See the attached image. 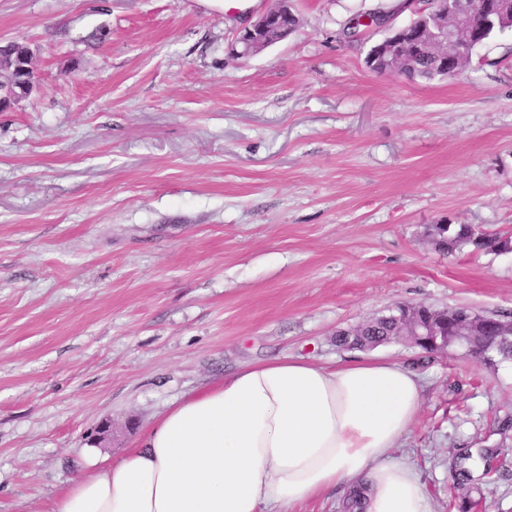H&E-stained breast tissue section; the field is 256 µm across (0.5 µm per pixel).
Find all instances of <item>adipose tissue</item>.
Masks as SVG:
<instances>
[{
    "mask_svg": "<svg viewBox=\"0 0 512 512\" xmlns=\"http://www.w3.org/2000/svg\"><path fill=\"white\" fill-rule=\"evenodd\" d=\"M420 376L385 359L251 364L175 403L117 462L87 454L51 512H291L357 480L365 512H429L388 458L415 423Z\"/></svg>",
    "mask_w": 512,
    "mask_h": 512,
    "instance_id": "ef3b65f1",
    "label": "adipose tissue"
}]
</instances>
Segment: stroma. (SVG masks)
Listing matches in <instances>:
<instances>
[{
  "mask_svg": "<svg viewBox=\"0 0 512 512\" xmlns=\"http://www.w3.org/2000/svg\"><path fill=\"white\" fill-rule=\"evenodd\" d=\"M275 3L0 0L38 76L0 112V512H49L82 449L118 460L186 394L287 355L415 370L391 457L459 512L470 449V512H512V363L335 344L396 303L512 313V252L428 235L512 234V30L410 79L366 64L398 0H291L295 31L231 55ZM378 10L388 28L345 35ZM443 224H435L433 227V236L435 244L441 249V240L444 235L448 233V253H453L457 250H460L464 247L471 246V238L468 234H465L461 231H450V229L442 226ZM473 245V244H472ZM443 251V250H442ZM444 252V251H443ZM470 458V454H460L459 459L461 460L457 464V468L454 473V484L453 489L456 493V498L459 499L460 505L459 507L464 509L468 508V502L470 498L471 488L473 484V476L471 471L466 468L461 462L462 460H467Z\"/></svg>",
  "mask_w": 512,
  "mask_h": 512,
  "instance_id": "1",
  "label": "stroma"
}]
</instances>
